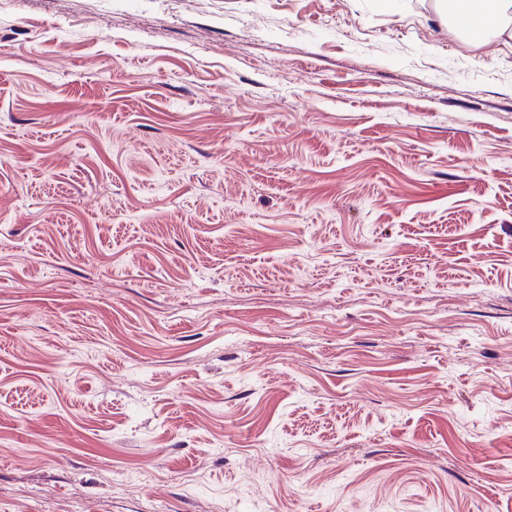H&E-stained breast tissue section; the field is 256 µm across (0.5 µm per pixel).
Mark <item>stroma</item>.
I'll return each mask as SVG.
<instances>
[{
	"label": "stroma",
	"instance_id": "stroma-1",
	"mask_svg": "<svg viewBox=\"0 0 512 512\" xmlns=\"http://www.w3.org/2000/svg\"><path fill=\"white\" fill-rule=\"evenodd\" d=\"M0 512H512V38L0 0Z\"/></svg>",
	"mask_w": 512,
	"mask_h": 512
}]
</instances>
